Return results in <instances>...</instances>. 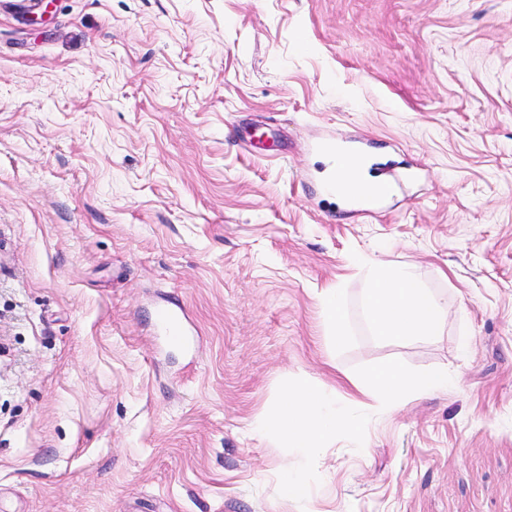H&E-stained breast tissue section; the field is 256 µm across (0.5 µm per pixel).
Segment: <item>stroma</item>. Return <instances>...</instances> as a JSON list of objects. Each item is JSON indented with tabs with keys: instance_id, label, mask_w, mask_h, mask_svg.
Wrapping results in <instances>:
<instances>
[{
	"instance_id": "1",
	"label": "stroma",
	"mask_w": 512,
	"mask_h": 512,
	"mask_svg": "<svg viewBox=\"0 0 512 512\" xmlns=\"http://www.w3.org/2000/svg\"><path fill=\"white\" fill-rule=\"evenodd\" d=\"M374 262L441 335H374ZM302 376L366 433L260 431ZM0 512H512V0H0ZM346 160L348 168L354 173V182L363 188H370L382 180L371 177L367 174V168L369 163L361 160L354 154H350L345 150H336V154L333 157V164L327 172V179L331 180L339 177L341 173L342 161ZM323 308L331 331V339L335 343H342L345 339L346 314L343 309L341 295L338 291H331L323 297ZM448 372L443 370L412 374L397 363L373 368L367 385L380 393L384 406H398L414 393L440 390L448 385Z\"/></svg>"
}]
</instances>
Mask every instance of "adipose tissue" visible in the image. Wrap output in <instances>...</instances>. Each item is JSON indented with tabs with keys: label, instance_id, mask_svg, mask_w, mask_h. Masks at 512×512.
I'll list each match as a JSON object with an SVG mask.
<instances>
[{
	"label": "adipose tissue",
	"instance_id": "1",
	"mask_svg": "<svg viewBox=\"0 0 512 512\" xmlns=\"http://www.w3.org/2000/svg\"><path fill=\"white\" fill-rule=\"evenodd\" d=\"M365 306L375 334L387 339L433 335L444 322V304L403 267L372 270ZM448 382L446 371L413 374L396 363L375 367L367 376L368 386L379 392L381 404L388 407L400 405L412 394L442 389ZM263 426L290 447L309 454L328 447L339 427L365 430L360 419L337 411L335 394L317 391L305 379L288 387Z\"/></svg>",
	"mask_w": 512,
	"mask_h": 512
}]
</instances>
